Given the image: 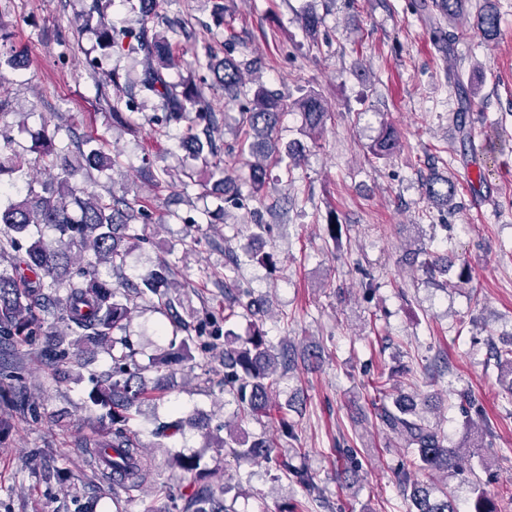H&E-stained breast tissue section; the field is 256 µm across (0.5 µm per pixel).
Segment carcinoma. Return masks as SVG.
I'll return each instance as SVG.
<instances>
[{
  "instance_id": "1",
  "label": "carcinoma",
  "mask_w": 512,
  "mask_h": 512,
  "mask_svg": "<svg viewBox=\"0 0 512 512\" xmlns=\"http://www.w3.org/2000/svg\"><path fill=\"white\" fill-rule=\"evenodd\" d=\"M432 6L450 21L465 10L464 0H432ZM499 26L497 8L491 0H483L475 15L476 29L485 40L492 41L499 33ZM99 38L104 49L120 48L129 55H143L152 61L150 70L141 80L139 92L160 100L162 116L158 121L162 124H186L180 145H189L196 157L223 175L224 190L231 191L236 179L226 174L224 159L212 139L211 126L199 130L195 124V119L204 120L208 116L209 103L202 90L196 86L181 88L164 76V71L175 65L165 37L147 29L133 34L103 24ZM220 83L225 99L234 100L241 94V72L228 58L224 59ZM289 105L302 111L305 133L314 141L331 118L324 100L313 90L302 92L288 104L278 94L258 85L253 106L242 113V143L248 144L249 154L254 158L248 165L247 181L255 194L264 188L270 155H275L279 162L287 157L293 165L300 160L290 148L284 157L276 154L273 133ZM193 112L196 113L194 118L191 117ZM37 141L48 154L47 166L57 169L58 174L56 182L43 191L31 187L22 199L0 205V224L13 232L0 241V253L8 248L12 250L8 268L0 269V339L24 342L39 335L48 317L59 312L72 336L70 344L77 352H82L88 341L112 349V371L89 394L90 402L100 411L99 418L108 421L110 431L102 438L86 437L84 447L93 449L97 455L102 448L112 450L110 455H100L112 467V484L129 494L140 490L153 471V461L144 454L140 440L130 430L129 421L137 407L158 399L167 384L161 377L153 387H147L132 352L127 350L123 339L114 336V331L131 318L134 301L152 304L168 319L172 335H182L179 342L170 344L158 359L159 364L170 368L192 359L198 340L217 337L211 330L214 317L208 315L194 324L182 318L175 296L178 288L175 271L166 260L141 275L138 283L127 278L112 283L108 273H122L126 254L138 241L132 224L137 215L131 212L125 198L112 194L110 200L105 201L98 194L73 186L71 180L88 168L102 172L111 167L113 160L94 148L57 151L52 138L46 135ZM400 147L396 130L389 126L382 131L371 152L378 158H385ZM426 195L430 201L448 207L457 195V185L449 179L431 177L426 183ZM44 227L54 231V238H44ZM414 254L424 256L420 266L427 275L433 277L442 272L438 257L427 247L415 248ZM240 309L261 317L266 303L226 275L224 321L237 316ZM491 350L500 381L512 393V345H493ZM287 361L291 358L286 353H277L268 344L260 324H253L244 338L224 332V388L236 395L240 419H257L273 409H281L276 404L278 370ZM456 399L460 401L466 421L480 431L478 440L472 444H450L427 425L424 416L427 399L418 402L412 395L399 393L391 397V402L377 407L376 417L381 426L405 442L413 466L425 476L423 480L414 479L405 469L397 473L398 485L409 502V512H461L456 498L438 481L437 475L464 473L471 477L476 491L473 512H498L496 504L481 489L477 473V469L485 471L490 465L491 455L483 448L486 447L484 436L491 433V428L470 392L461 390L456 393ZM187 425L202 431L210 448H218L247 462H258L273 455L281 474L301 486L312 484L309 470L294 464L297 451L276 452L277 444L265 437L248 442L228 427L226 436L221 437L192 417L162 423L156 428V434L174 437L183 433ZM170 466L181 475L193 478L185 512H236L234 505L226 504L224 489L204 480L199 458L175 455Z\"/></svg>"
}]
</instances>
